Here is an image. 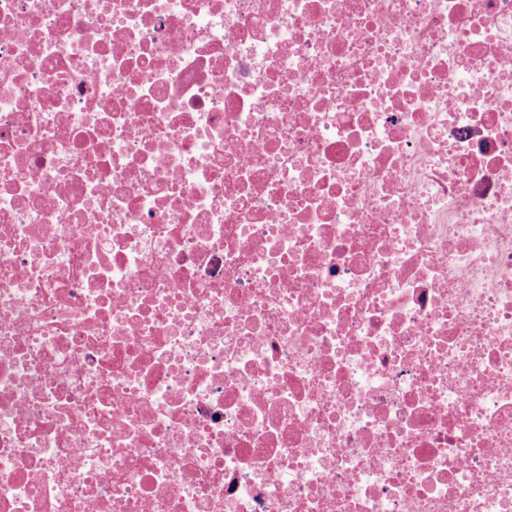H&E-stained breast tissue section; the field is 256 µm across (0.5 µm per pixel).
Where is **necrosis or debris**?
Returning <instances> with one entry per match:
<instances>
[{"instance_id": "obj_1", "label": "necrosis or debris", "mask_w": 512, "mask_h": 512, "mask_svg": "<svg viewBox=\"0 0 512 512\" xmlns=\"http://www.w3.org/2000/svg\"><path fill=\"white\" fill-rule=\"evenodd\" d=\"M0 512H512V0H0Z\"/></svg>"}]
</instances>
